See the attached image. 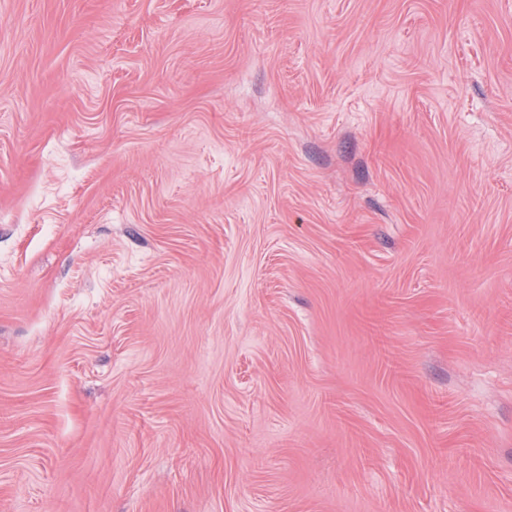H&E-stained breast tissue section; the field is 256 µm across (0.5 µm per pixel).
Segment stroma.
Returning <instances> with one entry per match:
<instances>
[{
    "label": "stroma",
    "instance_id": "1",
    "mask_svg": "<svg viewBox=\"0 0 512 512\" xmlns=\"http://www.w3.org/2000/svg\"><path fill=\"white\" fill-rule=\"evenodd\" d=\"M0 512H512V0H0Z\"/></svg>",
    "mask_w": 512,
    "mask_h": 512
}]
</instances>
